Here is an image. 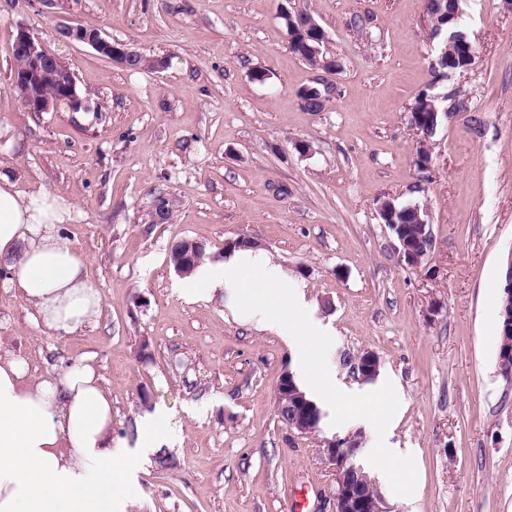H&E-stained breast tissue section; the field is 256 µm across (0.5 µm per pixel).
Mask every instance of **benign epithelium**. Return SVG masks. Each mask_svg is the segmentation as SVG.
Segmentation results:
<instances>
[{"label": "benign epithelium", "instance_id": "obj_1", "mask_svg": "<svg viewBox=\"0 0 512 512\" xmlns=\"http://www.w3.org/2000/svg\"><path fill=\"white\" fill-rule=\"evenodd\" d=\"M461 9L456 8L448 14V29L452 30L450 38L445 43H450L457 48V54L472 61L475 58V50L466 34L460 30H454V24L458 22ZM280 18L288 21L289 37L301 35V42L307 55L316 61L317 72L314 81L317 85L319 97L308 98L298 96L300 106L308 112H318L327 99L336 93V85L331 76L340 71L339 61L334 57L319 60V55L324 53L323 47L326 36L316 21L307 14L291 12L281 9ZM66 37L73 41L91 46L99 55L109 59L115 64L127 67L137 57L138 51L129 45L112 41L106 38L102 30L95 26L77 25L65 29ZM13 50L25 57L26 65L15 72L14 83L21 92V100L32 112H51L64 105L73 112L86 108L88 98L83 96L77 86L74 72L58 57H52V63L56 69L67 75V81L59 85L57 93L46 95L39 91L43 77V66L48 53L40 43L25 29L18 31L14 41ZM421 113L410 114L411 126L418 136L417 165L420 169H426L430 165V155L427 142L432 136V131L426 125L420 123ZM198 242L194 240L184 241L183 260L174 267V271L180 275H187L188 267L194 261L199 252ZM394 252L400 262L411 268L419 267L420 257L410 247L409 240L398 238L394 244ZM350 367L347 368L349 377L360 383H372L380 374V359L371 350H363L349 357ZM288 404V429L300 436H310L315 433V427L308 420L309 402L305 396L293 388L289 380V374L285 373L280 379L277 390L276 404L282 406ZM361 447V435L348 434L343 438L321 440L319 448L322 460L330 467L336 476L335 509L336 512H391L381 493L378 491L375 481L367 476L361 482L352 477V473L363 470L359 464L360 455L352 452V449Z\"/></svg>", "mask_w": 512, "mask_h": 512}]
</instances>
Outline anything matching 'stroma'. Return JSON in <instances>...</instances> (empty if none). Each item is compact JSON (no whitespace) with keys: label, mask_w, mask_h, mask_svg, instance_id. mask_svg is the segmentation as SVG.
Instances as JSON below:
<instances>
[{"label":"stroma","mask_w":512,"mask_h":512,"mask_svg":"<svg viewBox=\"0 0 512 512\" xmlns=\"http://www.w3.org/2000/svg\"><path fill=\"white\" fill-rule=\"evenodd\" d=\"M284 6L311 15L342 64L322 111L297 102L315 72L290 46ZM76 25L168 66L112 64L64 36ZM459 27L476 63L438 81L442 43L424 0H0V172L73 203L63 234L104 297L97 325L52 336L0 274V355L22 356L35 377L95 355L121 439L155 405L169 409L177 466L150 463L126 512H291L300 496L303 512H335L318 439L358 430L366 471L394 459L377 485L396 512H512V382L497 371L512 253V10L464 0ZM22 28L69 64L87 109L24 106L9 54ZM426 89L469 111L440 123L423 175L409 110ZM159 195L173 213L154 224ZM387 199L428 212L435 248L420 268L392 249ZM241 236L300 286L302 308L277 311L316 331L309 371L298 341L247 322L228 297L176 294L172 246L201 242L213 262ZM362 349L381 362L370 384L338 362ZM287 371L304 387L329 384L320 436L277 417ZM345 397L374 399V427Z\"/></svg>","instance_id":"35a3bbf8"}]
</instances>
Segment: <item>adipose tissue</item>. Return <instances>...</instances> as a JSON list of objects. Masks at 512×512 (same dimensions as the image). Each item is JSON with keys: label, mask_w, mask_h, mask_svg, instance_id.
Wrapping results in <instances>:
<instances>
[{"label": "adipose tissue", "mask_w": 512, "mask_h": 512, "mask_svg": "<svg viewBox=\"0 0 512 512\" xmlns=\"http://www.w3.org/2000/svg\"><path fill=\"white\" fill-rule=\"evenodd\" d=\"M72 210L44 187L21 192L0 174V265L9 272L7 287L37 323L68 334L97 323L103 306L84 261L61 233ZM250 269L260 276L256 293L246 297L240 275ZM269 289L288 305L301 300L280 266L257 249L241 248L224 262L199 264L177 293L208 300L228 292L245 301L257 327L296 336V326L272 313L264 297ZM167 420V408L157 405L139 416L134 441L113 439L112 398L93 356L32 378L25 359L0 355V512H125L138 474L168 440Z\"/></svg>", "instance_id": "ef3b65f1"}]
</instances>
